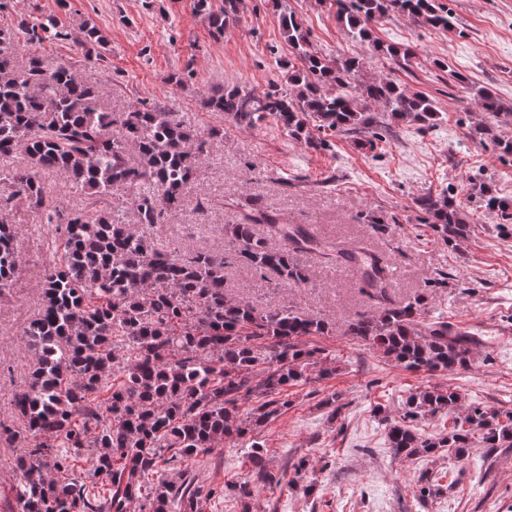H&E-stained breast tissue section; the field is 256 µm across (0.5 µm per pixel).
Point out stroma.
<instances>
[{
  "mask_svg": "<svg viewBox=\"0 0 512 512\" xmlns=\"http://www.w3.org/2000/svg\"><path fill=\"white\" fill-rule=\"evenodd\" d=\"M444 2L455 18L445 33L406 17L374 23V38L413 49L409 63L398 66L370 45L351 42L327 0H288L324 56H360L363 78H391L441 111L431 128L395 125L371 152L332 132L329 149L312 150L273 118L248 128L205 106L208 96L235 86L286 89L293 55L272 0H240L237 26L221 35L198 14L195 0H10L0 10V28L18 35L49 15L74 32L96 26L104 37L101 60L86 59L59 40L26 43L22 52L49 64L70 60L80 79L100 89L109 111L127 112L147 99L191 129H222L195 170L183 210L170 223L146 228L155 245L225 252V225L238 223L243 203L257 198L289 223L310 225L319 240L362 242L392 267L393 301L423 297L424 318L474 334L477 349L468 367L406 371L347 335V319L370 310L371 302L355 276L328 267L317 253L292 255L309 274L302 286L282 283L271 270L227 266L228 297L328 320V335L312 342L336 357L335 373L290 388L287 410L262 431L267 464L284 477L257 488L251 512H512V448L476 444L461 461L445 450L434 459H399L382 421L399 417L409 391L434 384L454 388L463 406L512 413V235L502 232L496 214L477 210L471 196L474 184L485 181L512 199V155L475 136L488 117L468 93L472 86L485 88L512 102V0ZM454 71L466 85L452 84ZM444 191L465 206L474 225L455 247L425 224L415 205L425 193ZM201 196L210 201L204 213L196 209ZM10 220L19 267L0 294V423L21 433L25 424L10 403L37 364L23 332L41 310L40 281L52 256L36 210L19 205ZM335 392L343 404L337 415L326 403ZM303 456L310 461L304 481L314 485L310 494L285 468L287 460ZM195 470L199 479L221 482L244 480L249 472L240 448L228 445ZM425 472L439 490L423 499L419 478Z\"/></svg>",
  "mask_w": 512,
  "mask_h": 512,
  "instance_id": "35a3bbf8",
  "label": "stroma"
}]
</instances>
